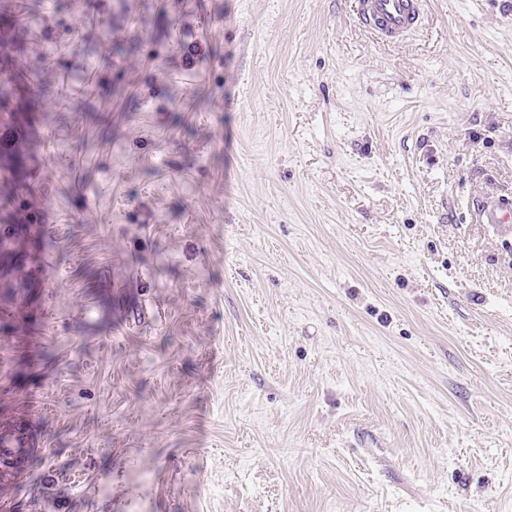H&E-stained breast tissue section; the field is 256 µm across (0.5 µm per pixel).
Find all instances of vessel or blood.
<instances>
[{
	"label": "vessel or blood",
	"instance_id": "b4317fda",
	"mask_svg": "<svg viewBox=\"0 0 512 512\" xmlns=\"http://www.w3.org/2000/svg\"><path fill=\"white\" fill-rule=\"evenodd\" d=\"M424 0H358L357 13L363 27L380 40L394 43L411 35L419 26ZM474 218L480 224H512V199L501 196L484 201ZM35 441L24 427L0 440L1 459H21L31 455Z\"/></svg>",
	"mask_w": 512,
	"mask_h": 512
}]
</instances>
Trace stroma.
I'll return each instance as SVG.
<instances>
[{"label": "stroma", "instance_id": "stroma-1", "mask_svg": "<svg viewBox=\"0 0 512 512\" xmlns=\"http://www.w3.org/2000/svg\"><path fill=\"white\" fill-rule=\"evenodd\" d=\"M13 0L42 210L0 512H512V0ZM100 322L88 331L84 311ZM424 0H358L357 13L363 27L380 40L394 43L419 26ZM474 218L479 224H512V202L505 196L484 201ZM38 442L29 435L24 427H17L15 434L5 437L0 441V460L1 459H21L31 455L38 448Z\"/></svg>", "mask_w": 512, "mask_h": 512}]
</instances>
